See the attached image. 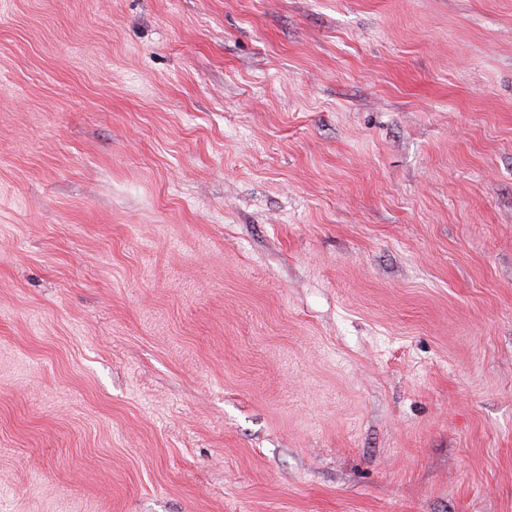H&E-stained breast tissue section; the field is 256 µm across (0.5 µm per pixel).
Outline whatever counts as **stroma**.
Masks as SVG:
<instances>
[{
  "label": "stroma",
  "mask_w": 512,
  "mask_h": 512,
  "mask_svg": "<svg viewBox=\"0 0 512 512\" xmlns=\"http://www.w3.org/2000/svg\"><path fill=\"white\" fill-rule=\"evenodd\" d=\"M0 512H512V0H0Z\"/></svg>",
  "instance_id": "35a3bbf8"
}]
</instances>
